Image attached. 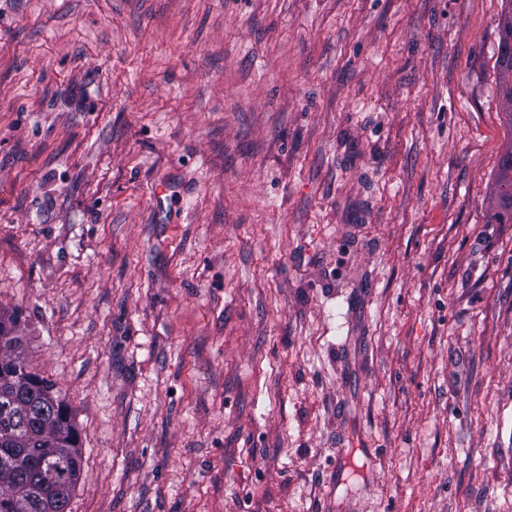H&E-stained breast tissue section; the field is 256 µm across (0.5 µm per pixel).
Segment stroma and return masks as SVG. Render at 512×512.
<instances>
[{
    "mask_svg": "<svg viewBox=\"0 0 512 512\" xmlns=\"http://www.w3.org/2000/svg\"><path fill=\"white\" fill-rule=\"evenodd\" d=\"M503 0H0V309L70 512H512ZM495 212L493 219L497 224L512 223V151L502 157L494 187Z\"/></svg>",
    "mask_w": 512,
    "mask_h": 512,
    "instance_id": "35a3bbf8",
    "label": "stroma"
}]
</instances>
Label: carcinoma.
Returning <instances> with one entry per match:
<instances>
[{
	"label": "carcinoma",
	"instance_id": "1",
	"mask_svg": "<svg viewBox=\"0 0 512 512\" xmlns=\"http://www.w3.org/2000/svg\"><path fill=\"white\" fill-rule=\"evenodd\" d=\"M500 94L512 117V0L503 9ZM498 224L512 223V151L502 157L494 187ZM0 512H68L82 467L83 448L72 408L56 383L40 374L24 353L17 319L0 310Z\"/></svg>",
	"mask_w": 512,
	"mask_h": 512
}]
</instances>
